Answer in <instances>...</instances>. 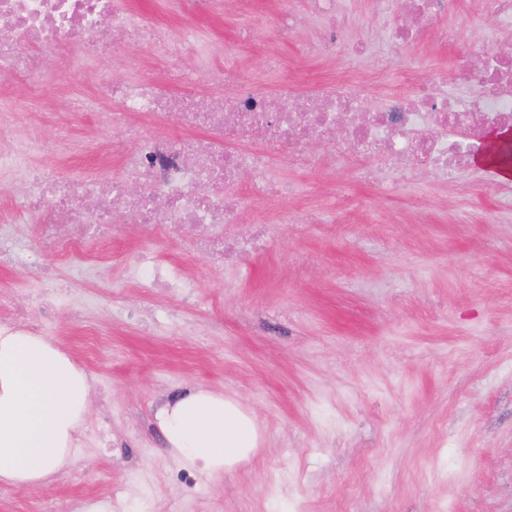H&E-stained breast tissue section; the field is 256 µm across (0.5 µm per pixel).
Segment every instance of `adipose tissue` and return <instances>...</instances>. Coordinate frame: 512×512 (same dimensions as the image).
<instances>
[{"instance_id": "obj_1", "label": "adipose tissue", "mask_w": 512, "mask_h": 512, "mask_svg": "<svg viewBox=\"0 0 512 512\" xmlns=\"http://www.w3.org/2000/svg\"><path fill=\"white\" fill-rule=\"evenodd\" d=\"M85 372L45 337L0 328V484L37 489L66 466L91 405ZM168 453L213 476L255 455L253 415L223 394L198 388L158 414Z\"/></svg>"}]
</instances>
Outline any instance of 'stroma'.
Listing matches in <instances>:
<instances>
[{"mask_svg": "<svg viewBox=\"0 0 512 512\" xmlns=\"http://www.w3.org/2000/svg\"><path fill=\"white\" fill-rule=\"evenodd\" d=\"M172 27L203 29L224 53L212 69L249 73L253 91L288 82L306 91L335 73L337 56L310 49L309 0H294L303 24L286 42H245L249 23L275 27L277 0H129ZM448 44H406L366 98L400 91V72L461 84L462 52H512V30L489 29L469 0L432 19ZM283 63L266 67L270 53ZM197 59L182 46L157 59L146 41L109 50L105 67L58 84L44 70L34 98L0 81L22 127L55 139L97 138L94 117L72 115L112 77L152 69L160 85ZM38 165L108 178V155L39 156ZM282 182L306 187L247 211L269 224L263 250L226 266L190 255L181 235L144 240L117 221L105 245H90V273L56 301L47 337L86 372L92 410L71 466L36 490L0 487V512H512V215L501 210L495 168L472 165L456 182L428 181L402 194L359 179L350 163L312 171L276 164ZM20 183L0 195V232L52 275L68 263L17 212ZM151 253L192 282L189 298L122 284L126 262ZM39 266L0 265V313L32 311ZM94 298L88 321L74 302ZM203 387L252 411L262 443L250 462L209 476L184 470L165 450L157 413Z\"/></svg>", "mask_w": 512, "mask_h": 512, "instance_id": "stroma-1", "label": "stroma"}]
</instances>
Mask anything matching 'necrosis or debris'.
<instances>
[{
	"label": "necrosis or debris",
	"instance_id": "1",
	"mask_svg": "<svg viewBox=\"0 0 512 512\" xmlns=\"http://www.w3.org/2000/svg\"><path fill=\"white\" fill-rule=\"evenodd\" d=\"M371 2L387 26L379 37L350 45L345 41L351 23L346 0H312L321 46L339 49L341 56L336 77L307 97L284 89L273 97L244 94L229 70L224 103L213 109L201 108L189 95L171 97L148 79L100 82L89 109L100 127L112 128V154L125 173L143 180L139 194L127 193L122 176L86 180L35 167L44 149L42 137L15 131L12 142L0 147V173L23 185L18 210L38 221L42 237L71 262L84 257L90 243L108 241L112 222L121 214L131 216L148 238L163 224L203 227L205 236L192 240L191 247L214 255L224 249L225 225L237 223L247 209L234 190L242 173H250L256 197H297L303 191L301 185L276 179L269 159L259 152L225 149L228 139L242 142L266 134L270 147L302 170L323 166V158L310 150L323 137L335 139L340 162L352 153H383L391 164L374 173L383 191L412 188L417 162L437 177L457 175L479 152L481 128L512 126V55L472 52L461 61L469 76L463 88L441 80L417 82L412 93L367 107V82L394 62L405 42L423 37L444 43L449 37L448 30H430L423 23L448 13L450 0H405L401 14L395 0ZM0 18L13 26L12 36L0 38V74L26 77L39 71V61L24 50L28 44L40 46L67 72L96 64V49L104 43L144 40L162 59L173 56L178 46L196 47L193 79L211 76L207 58L214 45L206 34L147 21L130 9L128 0H0ZM77 42L83 46L78 56L71 51ZM104 101L116 104V111L100 110ZM159 112L175 117L176 134L131 141L121 136L130 118ZM125 280L164 292L190 285L184 274L148 256L127 265Z\"/></svg>",
	"mask_w": 512,
	"mask_h": 512
}]
</instances>
